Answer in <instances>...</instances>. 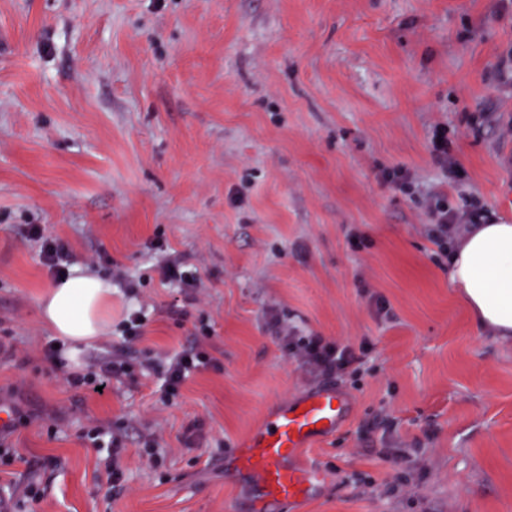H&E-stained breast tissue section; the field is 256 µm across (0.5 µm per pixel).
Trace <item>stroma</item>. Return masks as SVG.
Returning a JSON list of instances; mask_svg holds the SVG:
<instances>
[{"instance_id":"stroma-1","label":"stroma","mask_w":512,"mask_h":512,"mask_svg":"<svg viewBox=\"0 0 512 512\" xmlns=\"http://www.w3.org/2000/svg\"><path fill=\"white\" fill-rule=\"evenodd\" d=\"M439 127L450 173L430 154ZM395 168L418 194L383 180ZM436 193L512 224V0H0L8 512H255L232 458L268 408L324 387L347 414L297 456L323 482L287 512H512V340L457 298L429 236ZM32 224L112 288V326L79 354L129 360L105 396L43 355L57 337ZM166 254L196 270L193 302L162 281ZM273 316L369 346L367 371L316 376ZM196 341L222 370L160 402L167 354ZM96 425L122 442L121 489L83 438ZM381 448L414 451L400 493Z\"/></svg>"}]
</instances>
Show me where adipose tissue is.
Segmentation results:
<instances>
[{
    "instance_id": "adipose-tissue-1",
    "label": "adipose tissue",
    "mask_w": 512,
    "mask_h": 512,
    "mask_svg": "<svg viewBox=\"0 0 512 512\" xmlns=\"http://www.w3.org/2000/svg\"><path fill=\"white\" fill-rule=\"evenodd\" d=\"M448 274L476 324L512 335V224L473 225L449 244ZM40 314L74 355L111 324L112 291L76 267L43 294Z\"/></svg>"
}]
</instances>
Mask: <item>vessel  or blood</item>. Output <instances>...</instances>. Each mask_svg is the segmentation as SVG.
Instances as JSON below:
<instances>
[{"label":"vessel or blood","instance_id":"vessel-or-blood-1","mask_svg":"<svg viewBox=\"0 0 512 512\" xmlns=\"http://www.w3.org/2000/svg\"><path fill=\"white\" fill-rule=\"evenodd\" d=\"M345 413L343 400L332 391L270 408L259 431L243 442L233 471L252 480L263 505L280 508L308 498L318 476L296 468L292 459L312 439L333 435Z\"/></svg>","mask_w":512,"mask_h":512}]
</instances>
